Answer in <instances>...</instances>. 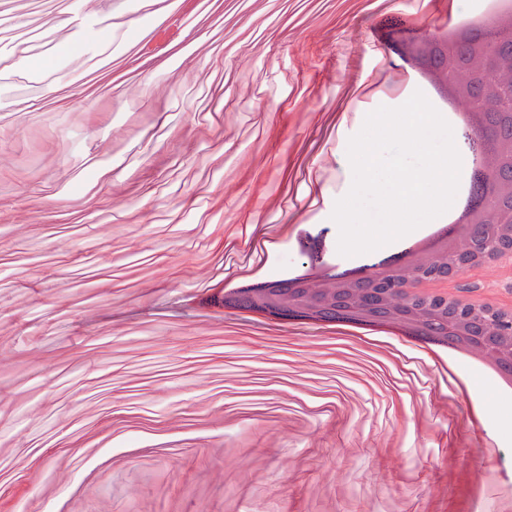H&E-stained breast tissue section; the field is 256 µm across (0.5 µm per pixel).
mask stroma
I'll return each instance as SVG.
<instances>
[{"instance_id": "1", "label": "stroma", "mask_w": 512, "mask_h": 512, "mask_svg": "<svg viewBox=\"0 0 512 512\" xmlns=\"http://www.w3.org/2000/svg\"><path fill=\"white\" fill-rule=\"evenodd\" d=\"M480 0H0V512H504L512 405L399 335L198 299L341 258L366 110ZM180 15L189 41L146 55ZM460 294L512 306V261ZM25 460L16 469L17 460Z\"/></svg>"}]
</instances>
